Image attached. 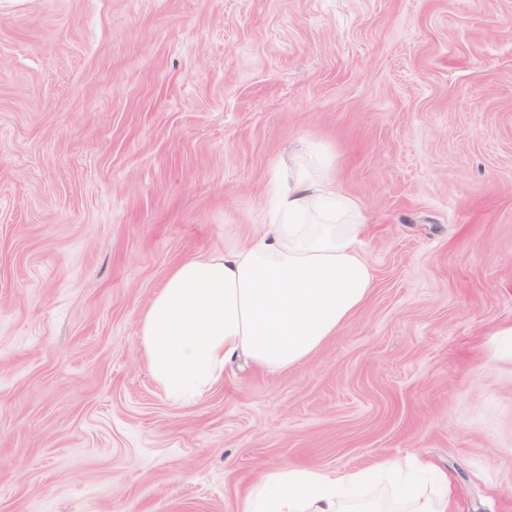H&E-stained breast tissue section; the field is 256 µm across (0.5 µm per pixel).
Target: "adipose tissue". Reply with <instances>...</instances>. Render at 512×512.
I'll return each instance as SVG.
<instances>
[{
	"instance_id": "ef3b65f1",
	"label": "adipose tissue",
	"mask_w": 512,
	"mask_h": 512,
	"mask_svg": "<svg viewBox=\"0 0 512 512\" xmlns=\"http://www.w3.org/2000/svg\"><path fill=\"white\" fill-rule=\"evenodd\" d=\"M363 231L358 201L302 163L290 166L271 224L245 246L177 264L146 308L139 343L165 396L202 399L242 355L280 372L315 352L370 294ZM383 474L387 502L362 512H448V475L425 460L411 471L397 460L357 471L271 468L243 512H348L351 492Z\"/></svg>"
}]
</instances>
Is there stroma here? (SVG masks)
I'll return each mask as SVG.
<instances>
[{"mask_svg": "<svg viewBox=\"0 0 512 512\" xmlns=\"http://www.w3.org/2000/svg\"><path fill=\"white\" fill-rule=\"evenodd\" d=\"M298 158L363 206L367 301L170 401L150 299ZM417 458L512 512V0H0V512H242L274 466Z\"/></svg>", "mask_w": 512, "mask_h": 512, "instance_id": "1", "label": "stroma"}]
</instances>
